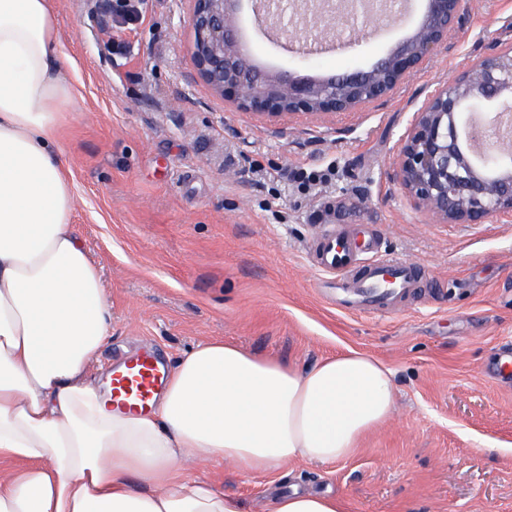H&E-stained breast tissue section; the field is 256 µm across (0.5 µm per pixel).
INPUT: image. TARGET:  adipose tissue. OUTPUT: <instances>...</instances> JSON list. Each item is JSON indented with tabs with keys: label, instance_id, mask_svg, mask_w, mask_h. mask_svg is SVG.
I'll return each instance as SVG.
<instances>
[{
	"label": "adipose tissue",
	"instance_id": "1",
	"mask_svg": "<svg viewBox=\"0 0 512 512\" xmlns=\"http://www.w3.org/2000/svg\"><path fill=\"white\" fill-rule=\"evenodd\" d=\"M58 57L48 0H0V512H243L182 459L266 474L354 456L395 410L392 372L369 354L299 368L206 341L179 358L148 411L113 407L89 380L110 311L71 228ZM271 512L349 504L295 489Z\"/></svg>",
	"mask_w": 512,
	"mask_h": 512
}]
</instances>
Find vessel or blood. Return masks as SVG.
<instances>
[{
    "label": "vessel or blood",
    "instance_id": "1",
    "mask_svg": "<svg viewBox=\"0 0 512 512\" xmlns=\"http://www.w3.org/2000/svg\"><path fill=\"white\" fill-rule=\"evenodd\" d=\"M312 259L322 272L335 277L334 287L346 307L376 313L389 312L397 300L417 284L418 270L393 257L377 256L369 240H358L341 230L318 238ZM165 366L145 353L117 364L110 377L114 403L133 410L150 409L163 388Z\"/></svg>",
    "mask_w": 512,
    "mask_h": 512
}]
</instances>
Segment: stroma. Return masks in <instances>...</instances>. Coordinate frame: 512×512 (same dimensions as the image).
<instances>
[{
	"label": "stroma",
	"mask_w": 512,
	"mask_h": 512,
	"mask_svg": "<svg viewBox=\"0 0 512 512\" xmlns=\"http://www.w3.org/2000/svg\"><path fill=\"white\" fill-rule=\"evenodd\" d=\"M58 64L71 96L59 139L72 182V227L98 266L111 331L89 377L154 351L174 366L224 339L310 366L348 349L393 372L396 408L351 459L288 475L240 476L184 461L245 512L279 491L344 496L350 512H512V220L436 221L393 177L426 96L482 54L512 44V0H469L466 23L387 96L351 112L269 120L215 94L192 56L194 0H50ZM426 0L352 45L310 55L258 23L237 21L252 61L315 76L371 68L411 36ZM330 171L324 185L282 169ZM374 230L379 252L425 271V290L391 313L346 309L320 287L315 240Z\"/></svg>",
	"instance_id": "obj_1"
}]
</instances>
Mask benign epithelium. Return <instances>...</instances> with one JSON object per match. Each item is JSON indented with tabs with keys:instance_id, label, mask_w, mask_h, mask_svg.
<instances>
[{
	"instance_id": "7a95c632",
	"label": "benign epithelium",
	"mask_w": 512,
	"mask_h": 512,
	"mask_svg": "<svg viewBox=\"0 0 512 512\" xmlns=\"http://www.w3.org/2000/svg\"><path fill=\"white\" fill-rule=\"evenodd\" d=\"M416 32L370 69L318 79L253 64L237 26L238 0H195L190 18L193 58L206 83L245 112L277 119L283 115L352 111L385 96L410 77L458 24L468 0H427ZM291 8L307 31L335 30V22L394 21L404 0H259L264 19L279 33L297 38L284 24ZM501 106L498 118L476 121L481 108ZM512 116V46L494 42L459 74L424 100L399 148L394 177L404 193L437 220L474 224L512 219V136L500 131V117Z\"/></svg>"
}]
</instances>
